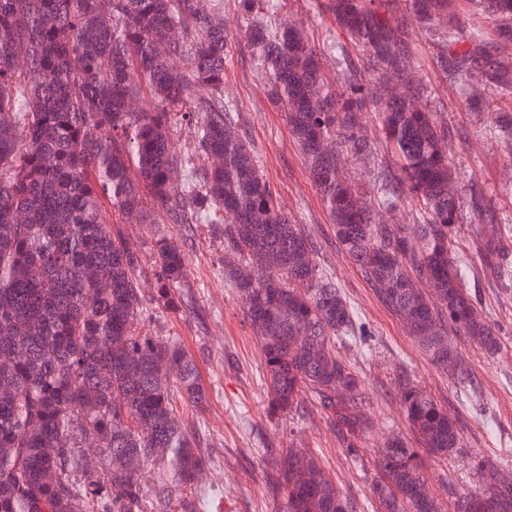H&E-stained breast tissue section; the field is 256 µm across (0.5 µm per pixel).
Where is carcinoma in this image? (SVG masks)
I'll list each match as a JSON object with an SVG mask.
<instances>
[{
    "mask_svg": "<svg viewBox=\"0 0 512 512\" xmlns=\"http://www.w3.org/2000/svg\"><path fill=\"white\" fill-rule=\"evenodd\" d=\"M459 2L318 0L358 56L269 25L283 0L234 7L342 250L430 361L464 387L470 373L449 336L490 355L500 347L467 280L507 277L512 238L477 180L457 192L446 148L463 132L422 102L407 17L426 35L437 73L466 92L465 109L486 115L491 137L512 140V61L501 56L512 43V0H466L494 23L490 37L440 27ZM229 43L224 0H0V512L206 509L197 480L212 458L175 413L177 402L204 398L197 366L177 341L139 329L157 306L185 304L178 288L188 258L179 240L157 235L148 295L139 250L120 228L131 220L224 225V279L239 289L260 343L269 412L301 419L311 402L346 453H358L371 420L336 341L366 331L237 129V106L224 98ZM489 94L499 107L487 114ZM370 107L393 163L360 120ZM180 122L194 134L184 155L171 146ZM347 158L373 164L371 191L344 177ZM408 198L420 206L414 223L380 220ZM464 224L481 242L478 268L455 253ZM397 386L419 447L387 442L373 496L382 512H440L420 452L448 458L457 423L409 377ZM144 465L158 466L151 492L138 480ZM271 466L278 512H356L313 450L290 448ZM486 469L485 488L460 497L457 512H512V485Z\"/></svg>",
    "mask_w": 512,
    "mask_h": 512,
    "instance_id": "carcinoma-1",
    "label": "carcinoma"
}]
</instances>
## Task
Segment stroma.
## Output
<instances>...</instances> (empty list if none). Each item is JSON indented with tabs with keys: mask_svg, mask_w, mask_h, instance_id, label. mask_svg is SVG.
<instances>
[{
	"mask_svg": "<svg viewBox=\"0 0 512 512\" xmlns=\"http://www.w3.org/2000/svg\"><path fill=\"white\" fill-rule=\"evenodd\" d=\"M279 19L302 26L315 43L342 37L334 18L319 12L317 0H287ZM414 66L427 91L443 101L449 122L463 130L452 152L461 178L477 177L496 206L512 217V148L486 134L482 122L463 111L460 90L449 87L434 71L425 39L417 41ZM224 82L225 95L238 107L239 130L258 154L276 201L292 223L309 230L318 269L335 283L368 331L365 344L346 340L337 349L364 384L374 426L360 440L357 455L351 456L316 407H309L299 420L269 413L260 346L243 315L238 289L224 278V245L211 225H197L184 244L189 267L183 291L191 305L178 311L158 310L145 330L177 339L196 363L206 389L208 402L203 409L181 404L177 413L212 452L213 466L206 478L219 485L221 493L210 512H274L280 501L264 477L263 462L285 448L313 449L343 493L357 503V512H377L371 491L378 475L377 450L387 438L409 433L395 388L403 371L455 416L461 428L451 457L425 461L430 490L442 512H456L460 496L483 489L485 476L479 462L512 477V280L477 289L479 307L497 329L500 348L490 356L466 337H454L472 377L470 386L456 388L452 376L436 367L379 303L337 244L334 226L286 117L269 103L263 75L246 47L233 45L224 62ZM123 230L140 252L146 290H154V233L175 236L178 225L158 228L131 222Z\"/></svg>",
	"mask_w": 512,
	"mask_h": 512,
	"instance_id": "1",
	"label": "stroma"
}]
</instances>
